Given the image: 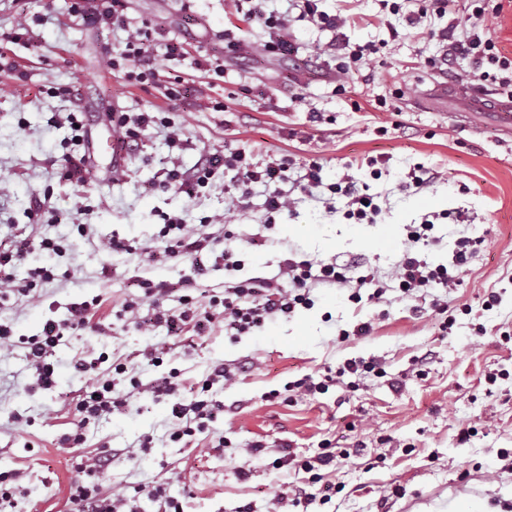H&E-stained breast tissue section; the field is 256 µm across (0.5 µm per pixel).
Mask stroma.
<instances>
[{
	"instance_id": "stroma-1",
	"label": "stroma",
	"mask_w": 512,
	"mask_h": 512,
	"mask_svg": "<svg viewBox=\"0 0 512 512\" xmlns=\"http://www.w3.org/2000/svg\"><path fill=\"white\" fill-rule=\"evenodd\" d=\"M397 2L399 13L385 16L379 0H353L359 21L335 30L296 23L308 64L292 70L264 52L266 33L243 21L237 0H129L134 23L160 27L183 44L173 58L163 43L153 48L162 75L183 79L202 102L182 112L156 87L108 69L125 32L87 23L70 12V0H0V27L29 24L28 35L10 47L14 69L0 71V222L27 223L30 208L46 197L53 218L39 233L68 244L61 258L30 247L17 267L20 278L35 265L54 267L55 279L38 286L35 300H0V323L17 340L0 351V477L16 489L5 512H70L79 464L105 453L112 462L96 479L100 491L123 495L136 512H154L146 494L153 487L176 498L182 512H240L246 505L252 512H512V137L493 104L466 108L454 98L455 81L428 65L441 52L438 38L407 23L411 0ZM231 22L239 26L241 57L225 58L220 76L199 69L204 57L223 56ZM333 40L378 49L369 67L347 75L344 95L335 91L334 59L315 52ZM62 87L67 95H59ZM397 89L403 95L396 99ZM296 92L307 108L292 106ZM274 95L279 106L272 109L267 99ZM383 97L393 98L394 111L377 108ZM313 109L319 122L309 120ZM112 110L165 113L192 146L169 148L166 131L153 128L142 148L123 156L119 181L65 179L68 131L52 116L87 113L94 139L114 140L118 133L106 117ZM227 149L251 152L259 163L291 158L290 210L268 214L260 184L240 199L230 171L194 197L160 188L172 164L187 169L201 151ZM311 162L320 165L322 182L307 190L301 177ZM418 166L441 173L423 193L407 185ZM347 180L368 183L381 208L375 223L345 218L344 199L329 187ZM167 214L194 230L206 217L232 223V238L201 258L208 273L191 292L196 313L224 293L227 249L244 260L238 281L275 276L288 258L357 261L387 291L372 300L365 288L321 286L312 292V308L238 338L225 335L220 321L169 335L148 321L159 308L180 311V288L194 276L191 259L164 254L158 233ZM427 220L434 228L418 248L422 258L449 264L463 239L471 256L454 287L405 297L392 275L410 226ZM81 224L92 234L80 235ZM114 235L130 240L134 253L98 250L99 239ZM143 277L167 288L160 307L143 301ZM356 291L361 301H350ZM491 293L498 302L488 310L483 303ZM135 300L137 315H121ZM83 301L91 304L84 325L50 358L56 385L40 388L22 340L68 318ZM448 315L453 324L446 330ZM362 323L371 329L356 335ZM149 350L160 364L146 358ZM103 354L127 368L114 378L126 405L91 423L81 444L68 443L86 381L74 363ZM351 359L378 362L384 374L284 400L288 382L323 377ZM218 364L236 376L208 393L220 407L215 420L190 443L172 442L174 402L191 399ZM174 369L175 395L156 397L130 385L135 378L148 388ZM223 438L229 447L220 446ZM327 440L341 455L310 483L300 463L321 453ZM256 443L261 451H253ZM286 451L288 465L276 466ZM284 485L310 486L311 504L277 503Z\"/></svg>"
}]
</instances>
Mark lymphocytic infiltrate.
Wrapping results in <instances>:
<instances>
[{
    "label": "lymphocytic infiltrate",
    "instance_id": "obj_1",
    "mask_svg": "<svg viewBox=\"0 0 512 512\" xmlns=\"http://www.w3.org/2000/svg\"><path fill=\"white\" fill-rule=\"evenodd\" d=\"M319 0H289L287 10H267L266 0H249L247 17L261 26L268 34L264 48L268 54L292 59L298 57L301 45L293 36L295 23L305 22L313 27L336 29L350 23V16L331 15L320 10ZM415 8L407 20L411 26L420 27L434 33L445 44L440 59L433 63L434 68L443 73L453 70L457 59L469 60L470 69L466 80L475 85H483L497 91L498 95L512 97V52L500 46L497 37L489 25L490 18L500 15L504 0H414ZM72 10L92 23L111 26L126 34L125 47L108 60L110 69L124 73L131 81L139 84L162 83L164 97L180 105L183 110L194 108L181 81L160 82L156 58L152 51L155 33L133 25L128 14L126 0H72ZM447 18L448 25L436 27L435 21ZM113 128L118 129L120 143L124 150L131 151L138 145L143 132L160 125L169 130V144L182 149L189 143L181 139L175 131V123L168 117H157L151 112H111L107 115ZM66 120L74 129L71 138L77 146L76 151L65 156V175L67 179L82 183L94 166L95 156L90 149V130L81 124L75 113H68ZM291 159L281 158L264 164L253 162L245 151L231 150L224 154L200 152L195 165L189 169L174 168L166 171L162 181L163 188H177L188 196H196L201 188L207 187L213 180L223 177L225 171H236L241 188L251 184L263 183L270 192L265 201L268 212L279 213L289 209L291 200L283 189L288 181ZM332 193L346 201V218L358 221H373L380 212L366 185L355 181H344L331 185ZM433 228L426 222L408 233L410 250L405 251L399 264V289L403 294L411 295L418 291L441 286L451 287L454 277L447 267L431 266L418 253L413 245L427 241ZM12 241L9 247L0 246V299L12 294L29 296L38 284L53 280L54 273L48 267H35L29 270L25 280H17L15 270L25 258L31 245V239L25 228L11 225ZM165 242L164 252L170 257L198 258L203 252L213 250L218 243L214 234L188 230L181 218L166 217L160 230ZM286 283L255 276L236 282H225L224 295L213 298V305L223 308L224 328L235 335H243L263 326L266 322L289 317L297 307L310 306L313 303V287L344 285L348 281L345 267L334 263L313 266L307 260H285L281 270ZM87 303L77 304L70 309L67 322L45 324L40 335L28 337L25 341L28 358L35 368L36 381L41 388H51L55 382V368L49 363L54 348L63 341L66 332L77 329L85 322ZM230 369L217 366L202 383V393L194 399L179 401L172 406L175 427L170 434L172 441H182L204 432L216 417L215 406L203 399V392L209 391L214 383L231 380ZM125 398L116 392L112 380L102 376L92 377L82 392L76 411L79 415L78 430L71 436L73 443L83 441L82 431L91 422L122 408ZM108 456H100L86 464L84 480L75 482L71 487V500L78 512H120L127 501L123 498L112 499L102 496L97 485L91 484L93 476L107 467Z\"/></svg>",
    "mask_w": 512,
    "mask_h": 512
}]
</instances>
